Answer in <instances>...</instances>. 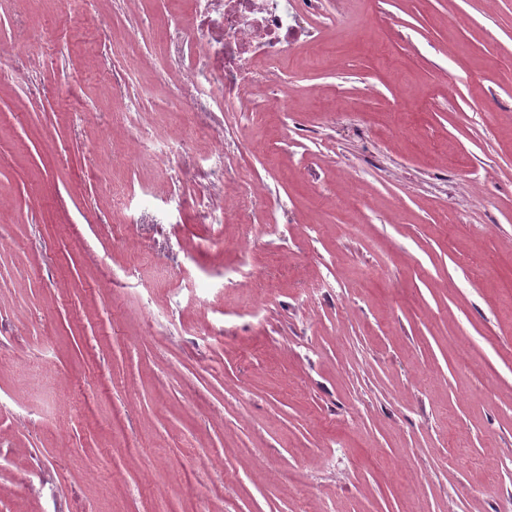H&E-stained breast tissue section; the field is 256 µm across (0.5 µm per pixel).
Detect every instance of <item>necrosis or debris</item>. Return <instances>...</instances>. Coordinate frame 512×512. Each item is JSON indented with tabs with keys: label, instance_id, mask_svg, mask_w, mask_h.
Returning <instances> with one entry per match:
<instances>
[{
	"label": "necrosis or debris",
	"instance_id": "obj_1",
	"mask_svg": "<svg viewBox=\"0 0 512 512\" xmlns=\"http://www.w3.org/2000/svg\"><path fill=\"white\" fill-rule=\"evenodd\" d=\"M193 36L163 44L168 68L188 70L191 83L174 95L202 116L236 111L248 99L257 111L271 104L272 78L298 45H312L311 23L321 0H190Z\"/></svg>",
	"mask_w": 512,
	"mask_h": 512
}]
</instances>
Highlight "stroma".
Instances as JSON below:
<instances>
[{
  "label": "stroma",
  "instance_id": "stroma-1",
  "mask_svg": "<svg viewBox=\"0 0 512 512\" xmlns=\"http://www.w3.org/2000/svg\"><path fill=\"white\" fill-rule=\"evenodd\" d=\"M24 13L39 55L0 81V512H501L512 0H323L287 105L225 113V152L252 146L227 181L160 55L189 0H0V44ZM182 139L193 182L160 158Z\"/></svg>",
  "mask_w": 512,
  "mask_h": 512
}]
</instances>
